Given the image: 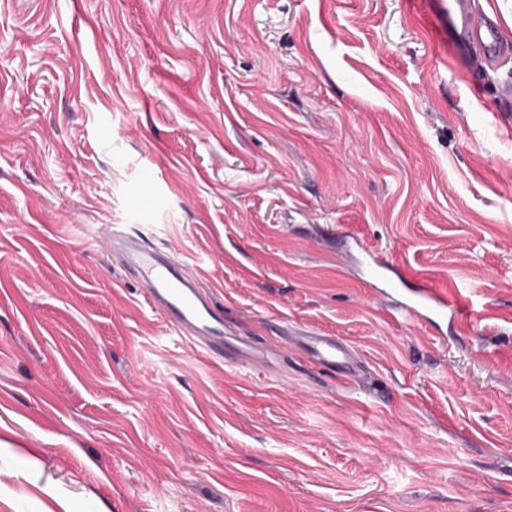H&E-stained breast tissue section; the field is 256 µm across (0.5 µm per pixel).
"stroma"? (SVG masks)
<instances>
[{
  "label": "stroma",
  "mask_w": 512,
  "mask_h": 512,
  "mask_svg": "<svg viewBox=\"0 0 512 512\" xmlns=\"http://www.w3.org/2000/svg\"><path fill=\"white\" fill-rule=\"evenodd\" d=\"M508 89L448 0H0V512H512ZM115 230L262 362L170 335ZM366 266L368 277L363 280L367 288H390V291L379 292L387 299L392 309L408 321L420 322L423 319L432 320V317L445 318L448 312L456 314V305L448 292L433 288L425 277L409 273H397L398 282L404 284L405 280L412 283V288H406L404 300H397L394 294L398 293V286L390 281L387 272L391 270L387 262L380 261L373 255H367ZM382 285L383 287H380ZM301 342L320 365L345 375L358 371L359 357L352 346L332 336H304Z\"/></svg>",
  "instance_id": "1"
}]
</instances>
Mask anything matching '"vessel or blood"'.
Instances as JSON below:
<instances>
[{"mask_svg":"<svg viewBox=\"0 0 512 512\" xmlns=\"http://www.w3.org/2000/svg\"><path fill=\"white\" fill-rule=\"evenodd\" d=\"M449 16L458 37L469 48L488 61L499 57L504 44L497 20L474 14L469 0H452ZM112 253L118 256L124 269L131 272L142 298L166 320L173 333L201 351L223 354L224 313L200 290V276L194 266L132 235H113ZM366 266L365 287H386L385 297L390 307L398 310L404 319L418 322L455 312L456 305L447 292L433 288L425 277L410 275L411 286L405 298L398 300L389 290V264L370 255ZM303 342L320 365L341 374H356L359 357L352 346L331 336H307Z\"/></svg>","mask_w":512,"mask_h":512,"instance_id":"obj_1","label":"vessel or blood"}]
</instances>
